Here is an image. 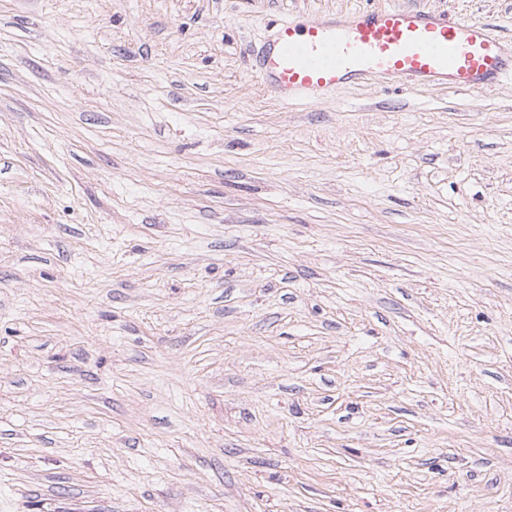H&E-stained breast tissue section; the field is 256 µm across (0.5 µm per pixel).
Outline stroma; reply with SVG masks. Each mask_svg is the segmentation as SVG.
<instances>
[{"mask_svg":"<svg viewBox=\"0 0 512 512\" xmlns=\"http://www.w3.org/2000/svg\"><path fill=\"white\" fill-rule=\"evenodd\" d=\"M413 5L0 0V512H512V81L250 69Z\"/></svg>","mask_w":512,"mask_h":512,"instance_id":"obj_1","label":"stroma"}]
</instances>
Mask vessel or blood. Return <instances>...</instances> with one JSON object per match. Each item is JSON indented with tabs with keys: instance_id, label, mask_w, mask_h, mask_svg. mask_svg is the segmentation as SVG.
<instances>
[{
	"instance_id": "b4317fda",
	"label": "vessel or blood",
	"mask_w": 512,
	"mask_h": 512,
	"mask_svg": "<svg viewBox=\"0 0 512 512\" xmlns=\"http://www.w3.org/2000/svg\"><path fill=\"white\" fill-rule=\"evenodd\" d=\"M255 74L284 102L320 103L369 76L477 96L512 79V41L482 21L417 7L296 15L271 28Z\"/></svg>"
}]
</instances>
